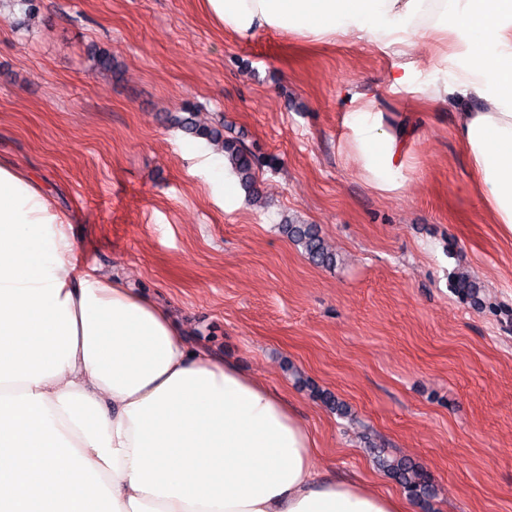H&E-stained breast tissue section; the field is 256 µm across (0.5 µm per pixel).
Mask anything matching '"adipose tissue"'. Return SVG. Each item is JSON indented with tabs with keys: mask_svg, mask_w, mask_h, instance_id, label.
I'll return each instance as SVG.
<instances>
[{
	"mask_svg": "<svg viewBox=\"0 0 512 512\" xmlns=\"http://www.w3.org/2000/svg\"><path fill=\"white\" fill-rule=\"evenodd\" d=\"M241 41L355 38L426 68L390 86L460 109L456 137L495 223L512 233V0H201ZM348 146L368 182L404 188L408 134L352 93ZM67 216L0 162V512H407L324 475L301 418L264 383L191 346L173 316L81 272Z\"/></svg>",
	"mask_w": 512,
	"mask_h": 512,
	"instance_id": "1",
	"label": "adipose tissue"
}]
</instances>
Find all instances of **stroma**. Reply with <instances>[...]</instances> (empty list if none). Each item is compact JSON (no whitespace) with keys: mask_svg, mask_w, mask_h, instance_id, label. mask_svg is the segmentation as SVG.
Returning <instances> with one entry per match:
<instances>
[{"mask_svg":"<svg viewBox=\"0 0 512 512\" xmlns=\"http://www.w3.org/2000/svg\"><path fill=\"white\" fill-rule=\"evenodd\" d=\"M39 5L25 28L0 13V161L67 214L81 268L126 279L192 345L284 397L319 470L403 496L376 446L424 468L432 512H512V235L471 185L455 107L391 90L396 57L367 43L241 42L200 0ZM94 44L120 78L92 73ZM369 91L392 126L414 131L399 192L374 188L348 150L347 98ZM188 101L275 157L258 199L214 191L210 145L165 120ZM291 218L317 226L335 268L279 232ZM460 268L504 314L457 297Z\"/></svg>","mask_w":512,"mask_h":512,"instance_id":"stroma-1","label":"stroma"}]
</instances>
